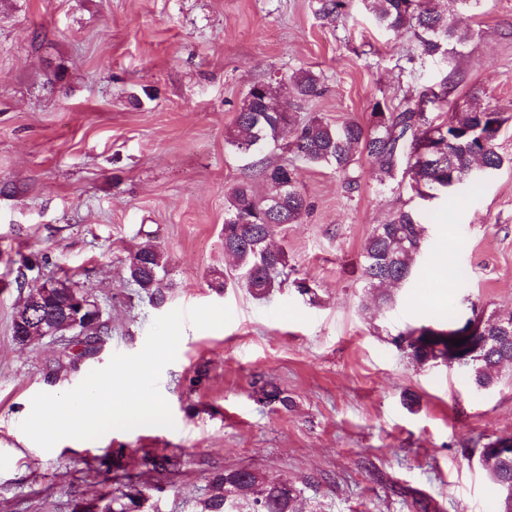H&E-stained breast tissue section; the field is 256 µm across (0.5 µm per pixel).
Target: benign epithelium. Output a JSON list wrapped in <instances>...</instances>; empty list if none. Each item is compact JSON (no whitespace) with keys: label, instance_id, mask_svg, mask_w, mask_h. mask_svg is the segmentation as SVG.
<instances>
[{"label":"benign epithelium","instance_id":"1","mask_svg":"<svg viewBox=\"0 0 512 512\" xmlns=\"http://www.w3.org/2000/svg\"><path fill=\"white\" fill-rule=\"evenodd\" d=\"M65 295V303L58 308L51 302ZM102 309L98 301L86 290L62 280L51 279L39 287L33 295L29 309L15 316L17 324L38 333L23 337V346L34 345L46 337L62 341L71 333L83 334L86 327L102 320Z\"/></svg>","mask_w":512,"mask_h":512}]
</instances>
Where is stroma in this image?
Instances as JSON below:
<instances>
[{"label": "stroma", "mask_w": 512, "mask_h": 512, "mask_svg": "<svg viewBox=\"0 0 512 512\" xmlns=\"http://www.w3.org/2000/svg\"><path fill=\"white\" fill-rule=\"evenodd\" d=\"M322 18L317 0H0V512H74L150 486L142 512H202L213 477L250 467L302 488L301 512H502L504 490L479 450L512 437V365L489 389L467 368L418 365L391 335L473 315L512 313V120L496 141L502 167L476 193L424 201L380 187L357 163L356 192L333 168L300 166L310 203L274 236L292 287L269 299L222 290L224 197L282 150L242 155L225 133L255 83L298 69L324 92L290 111L369 123L375 103L447 81L448 101L512 117V0H449L471 37L412 70L413 32L378 29L364 0ZM416 210L427 248L392 308L375 307L361 277L375 225ZM170 256L168 288L152 303L126 282L128 255L147 240ZM33 265L24 290L13 280ZM79 282L112 327L93 352L77 341L19 346L11 325L24 291ZM225 304L220 329L184 324L159 389L174 428L145 426L44 450L21 430L32 398L75 388L113 354H134L156 317ZM277 383L288 408L252 396ZM177 468L141 465L144 451Z\"/></svg>", "instance_id": "stroma-1"}]
</instances>
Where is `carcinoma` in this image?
Segmentation results:
<instances>
[{"mask_svg": "<svg viewBox=\"0 0 512 512\" xmlns=\"http://www.w3.org/2000/svg\"><path fill=\"white\" fill-rule=\"evenodd\" d=\"M442 0H369L368 9L376 23L392 32L412 30L419 41V53L409 62L424 67L429 60L445 58L465 44L470 34L460 30L440 8ZM345 0H317V11L325 18L343 15ZM301 101L321 93L320 76L306 69L293 72L288 82L269 81L254 84L236 112L225 141L244 154L262 153L286 144L292 154L278 164L258 169L263 189L241 183L225 196L224 253L235 259L241 275L231 281L215 278V287L241 286L256 299H265L287 282L288 255L271 245V238L284 224H298L309 210L299 187L284 185L296 179L298 165L328 166L344 178L350 193L359 187L353 166L363 156L372 159L373 176L382 186L401 179L408 181L419 198L450 192L451 181L473 185L480 181L477 170L487 166L501 168L503 158L495 142L508 121L496 108L471 104L454 108L440 123L428 116L426 107L448 103V81L439 89H424L418 101L404 97L398 102L375 104L371 121L357 120L331 124L320 118L300 119L296 112H284L277 104L288 94ZM423 227L411 209L401 208L386 224L375 226L365 244L362 275L368 287L381 291L380 303L392 302L384 292L389 286L405 283L422 250ZM168 256L158 244L148 243L128 258L127 283L140 288L151 300L161 301L162 284ZM456 323L448 316V327L422 326L400 332L391 343L414 362L426 365L448 356ZM469 373L478 388L491 386L498 368L512 364V313L490 317L470 343ZM257 402L288 407V397L272 383L254 389ZM485 444L480 462L492 480L502 486L512 484V455L501 456ZM224 491L233 493L232 502L212 499L208 512H298L297 502L303 490L288 480L247 468H226L217 475ZM148 491L146 485L131 486L105 500L103 512H130L135 497Z\"/></svg>", "mask_w": 512, "mask_h": 512, "instance_id": "carcinoma-1", "label": "carcinoma"}]
</instances>
